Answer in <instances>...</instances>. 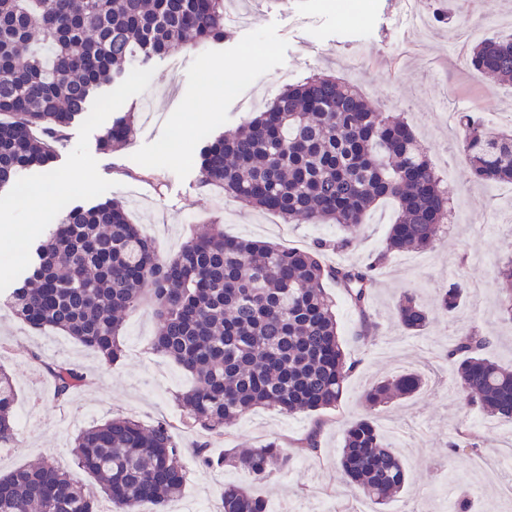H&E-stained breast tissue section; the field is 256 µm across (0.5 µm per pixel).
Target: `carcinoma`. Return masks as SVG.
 Listing matches in <instances>:
<instances>
[{"label":"carcinoma","instance_id":"carcinoma-1","mask_svg":"<svg viewBox=\"0 0 512 512\" xmlns=\"http://www.w3.org/2000/svg\"><path fill=\"white\" fill-rule=\"evenodd\" d=\"M224 39V0H0V187L24 171H49L54 145L89 112L94 91L122 78L132 60ZM469 64L512 82V37L471 46ZM461 153L481 182L512 183V133L493 134L461 117ZM134 115H117L99 138L109 153L129 138ZM198 165L205 181L255 208L298 223H333L343 236L310 249L228 237L221 225L188 240L173 258L130 222L126 206L106 200L66 212L63 224L33 251L27 275L6 305L19 322L58 330L93 350L103 366L121 361L123 317L140 305L160 321L152 349L193 379L178 399L186 422L222 435L259 407L284 414L332 409L342 401L354 363L342 350L324 282L336 281L365 313L374 271L392 252L431 247L451 220L450 190L410 125L370 107L351 84L316 74L281 91L229 136L204 140ZM397 202L384 249L363 266H326L320 251L351 247L353 230L381 201ZM464 289L440 295L454 312ZM407 331L422 332L428 312L414 292L394 307ZM491 338L475 327L454 336L448 357L463 409L478 406L512 421V367L485 356ZM53 396L67 402L86 376L65 364L45 366ZM424 376L404 370L363 393L368 414L346 423L337 463L343 481L379 506L406 486L403 460L371 413L410 397ZM15 386L0 367V446L16 441ZM78 465L97 486L72 480L51 462L0 477V512H165L186 482L173 425L112 417L75 437ZM204 465L228 462L264 480L288 467L276 441L225 459L197 449ZM224 512H265L246 488L224 485Z\"/></svg>","mask_w":512,"mask_h":512}]
</instances>
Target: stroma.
<instances>
[{"mask_svg":"<svg viewBox=\"0 0 512 512\" xmlns=\"http://www.w3.org/2000/svg\"><path fill=\"white\" fill-rule=\"evenodd\" d=\"M423 2L430 19L426 34L407 27L399 0H353L344 14L337 12L336 0H254L253 21L227 27L223 41L157 56L145 65L133 63L123 78L98 90L88 116L71 125L57 148L54 192L0 191V300L22 280L31 246L60 224L66 206L81 202L123 201L131 221L170 257L208 224L223 225L229 237L285 247L333 240L341 234L336 225L288 222L203 182L197 151L204 138L232 132L256 115L253 91L267 98L313 72L358 85L372 108L400 113L411 123L453 189L459 219L430 249L387 257L366 314L350 306L341 288L327 284L342 349L347 361L356 364L339 407L295 415L258 408L227 428L223 437H211L179 425L181 410L174 396L190 385L191 377L151 350L158 323L149 309L127 316L124 356L109 369L62 332L38 331L0 315V366L13 375L18 422L16 444L0 447L1 474L45 459L86 484L90 477L77 467L72 451L81 429L113 416L147 425L165 420L176 424V439L186 449L187 481L175 505L194 503L203 512H221L224 486L234 483L264 499L267 512H358L359 496L336 468L345 424L364 414L361 395L366 388L413 368L426 376L427 387L374 414L380 432L393 422L407 428L396 449L409 471V486L385 508L369 505V512H448L455 483L462 479L476 503L492 500L498 512H512V499H499L474 470L476 457L497 452L501 423L475 409L461 410L446 360L457 330L474 326L493 337L491 357L512 365V323L500 316L501 285L493 274L499 259L512 253V183L473 181L460 152L464 130H449L444 121L450 111L471 114L488 128L512 122V84L489 81L450 48L464 23L483 28L489 38L511 35L512 0H478L471 12L461 0ZM244 72L254 75L253 86L237 87ZM214 86L222 87V95L211 96ZM121 112L133 113L135 130L122 148L102 153L99 138ZM169 138L180 141L181 151L160 158L157 146ZM397 211L395 204L379 203L355 232L350 249L325 252V264H356L381 251ZM454 281L464 288L465 298L449 315L440 309L439 295ZM409 289L429 313V327L420 333L401 328L394 315L395 302ZM57 361L91 378L64 405L54 400L43 372L44 364ZM463 419L475 425L479 447L451 448ZM312 431L318 453L297 454ZM271 440L294 459L287 470L261 483L230 465L201 467L192 452L201 443L221 455Z\"/></svg>","mask_w":512,"mask_h":512,"instance_id":"obj_1","label":"stroma"}]
</instances>
